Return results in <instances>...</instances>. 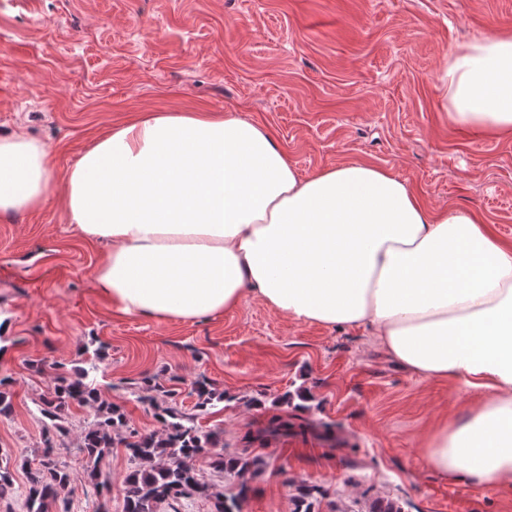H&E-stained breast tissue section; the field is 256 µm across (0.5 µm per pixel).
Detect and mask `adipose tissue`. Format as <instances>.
Returning <instances> with one entry per match:
<instances>
[{"instance_id": "adipose-tissue-1", "label": "adipose tissue", "mask_w": 512, "mask_h": 512, "mask_svg": "<svg viewBox=\"0 0 512 512\" xmlns=\"http://www.w3.org/2000/svg\"><path fill=\"white\" fill-rule=\"evenodd\" d=\"M448 120L512 137V32L459 45L440 75ZM52 156L0 138V215L40 208ZM70 223L107 251L94 281L118 312L194 321L253 293L290 319L372 330L389 356L483 398L422 443L444 476L512 492V246L468 210L424 206L390 171L300 176L247 118L146 112L69 171Z\"/></svg>"}]
</instances>
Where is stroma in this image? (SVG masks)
<instances>
[{
  "mask_svg": "<svg viewBox=\"0 0 512 512\" xmlns=\"http://www.w3.org/2000/svg\"><path fill=\"white\" fill-rule=\"evenodd\" d=\"M512 31V0H0V137L48 145L54 173L45 205L0 216V375L13 410L0 416V467L13 484L0 512H25L44 421L43 370L85 368L131 426L160 430L131 393L143 378L172 389L195 413L207 379L223 402L198 425L224 431L227 451L265 465L249 475L242 512H292L300 487L314 512H352L392 499L403 512H512V493L442 476L420 444L477 398L400 367L371 331L326 328L273 312L257 298L223 315L168 323L117 313L92 272L105 254L67 219L65 176L111 127L145 112H232L267 128L300 175L341 163L390 170L429 208L475 212L512 244V137L449 125L438 75L458 45ZM288 435L260 442L272 416ZM94 417L70 407V473L50 512H123L130 467L113 449L102 497L76 435ZM208 494L157 512H215L236 477L196 462Z\"/></svg>",
  "mask_w": 512,
  "mask_h": 512,
  "instance_id": "35a3bbf8",
  "label": "stroma"
}]
</instances>
